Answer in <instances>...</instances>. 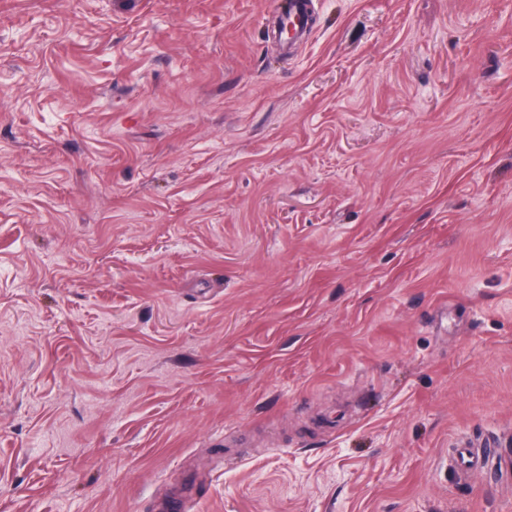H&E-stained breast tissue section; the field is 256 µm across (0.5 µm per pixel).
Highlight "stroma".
<instances>
[{"label":"stroma","instance_id":"obj_1","mask_svg":"<svg viewBox=\"0 0 512 512\" xmlns=\"http://www.w3.org/2000/svg\"><path fill=\"white\" fill-rule=\"evenodd\" d=\"M270 4L0 0V512H512V0ZM284 20L297 35H304L309 29L310 14L306 0H289L284 11ZM454 460L456 466L463 471L482 468L485 464V456L479 448L468 446L455 448Z\"/></svg>","mask_w":512,"mask_h":512}]
</instances>
